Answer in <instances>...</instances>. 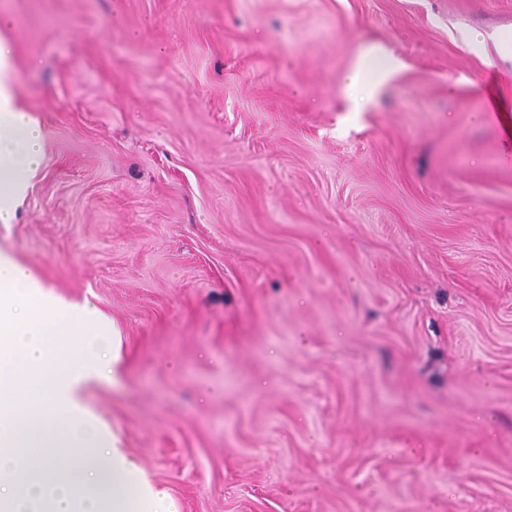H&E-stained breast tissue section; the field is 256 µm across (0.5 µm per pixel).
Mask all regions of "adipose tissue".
<instances>
[{"instance_id":"ef3b65f1","label":"adipose tissue","mask_w":512,"mask_h":512,"mask_svg":"<svg viewBox=\"0 0 512 512\" xmlns=\"http://www.w3.org/2000/svg\"><path fill=\"white\" fill-rule=\"evenodd\" d=\"M11 58L0 45V223H10L37 169L42 145L39 123L15 103Z\"/></svg>"}]
</instances>
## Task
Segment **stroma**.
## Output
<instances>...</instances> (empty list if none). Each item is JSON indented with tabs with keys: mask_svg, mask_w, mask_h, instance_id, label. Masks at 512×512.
Segmentation results:
<instances>
[{
	"mask_svg": "<svg viewBox=\"0 0 512 512\" xmlns=\"http://www.w3.org/2000/svg\"><path fill=\"white\" fill-rule=\"evenodd\" d=\"M505 15L0 0L43 133L0 258L119 330L79 399L178 512H512ZM363 84V75L361 66L355 67L347 77L346 87L350 101V111L360 112L370 100L374 90L361 93Z\"/></svg>",
	"mask_w": 512,
	"mask_h": 512,
	"instance_id": "35a3bbf8",
	"label": "stroma"
}]
</instances>
